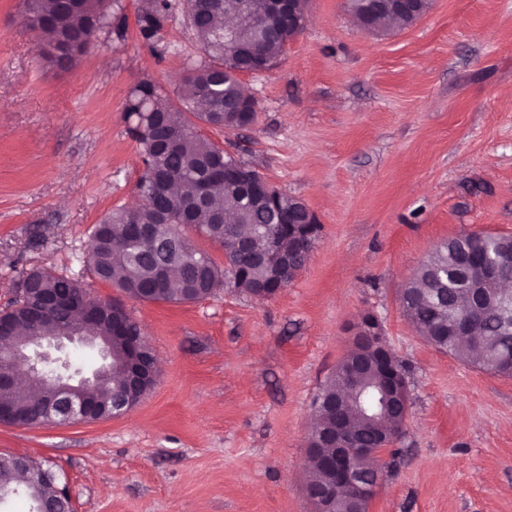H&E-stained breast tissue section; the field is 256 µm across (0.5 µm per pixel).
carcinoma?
Returning a JSON list of instances; mask_svg holds the SVG:
<instances>
[{
	"label": "carcinoma",
	"instance_id": "obj_1",
	"mask_svg": "<svg viewBox=\"0 0 512 512\" xmlns=\"http://www.w3.org/2000/svg\"><path fill=\"white\" fill-rule=\"evenodd\" d=\"M28 19L48 47L51 66L69 69L84 54L82 45L109 29L125 39L126 17L103 8V0H26ZM189 19L200 56L185 61V76L178 91L165 92L144 79L133 86L126 100L127 132L136 142L142 168L136 182L147 200L136 210L115 207L91 234L88 262L94 275L127 297L142 302L188 303L203 300L219 288H238L248 294L257 288L289 284L306 257L296 253L289 267L280 266L279 250L292 245L293 223L303 219L296 197L281 194L271 205L252 203L241 187L250 166L204 136L200 127L222 129L225 115H234L241 128L256 119V112H239L252 101L244 93L239 75L246 72L249 56L274 65L302 28L266 10V0H143L137 10L136 46L158 51L160 33L175 9ZM246 10L251 24L238 37L239 52L229 55L224 42L225 17ZM223 190L216 200L213 188ZM200 228V235L224 249V265L198 248L184 231L183 215ZM476 253L487 254L495 277L486 279L481 266H459V242ZM512 235L464 233L436 247L417 267L401 294V306L415 332L435 348L483 372L512 377ZM24 292L0 311L5 330L0 332V355L12 344L57 332L49 323L33 324L34 312L49 296L63 300L85 297L102 310L98 337H112V353L125 352L126 337L139 334L137 322L125 316L126 335L112 334L108 309L112 301L91 297L75 279L32 269L20 280ZM470 318L474 338L459 340L448 333V317ZM327 397L341 394L342 410L324 408L317 413L321 427L343 417L366 448L380 445L382 433L405 427L400 409L377 424L364 421L354 398L342 392L336 376L321 388ZM87 398L100 406L120 400L119 378L104 379ZM0 405L11 408L18 425L36 427L52 409L62 414L67 402L59 388L36 381L25 387H0ZM53 472L37 480L24 479V495L39 504L57 498Z\"/></svg>",
	"mask_w": 512,
	"mask_h": 512
}]
</instances>
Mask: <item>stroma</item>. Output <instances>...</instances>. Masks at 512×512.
I'll list each match as a JSON object with an SVG mask.
<instances>
[{"label": "stroma", "mask_w": 512, "mask_h": 512, "mask_svg": "<svg viewBox=\"0 0 512 512\" xmlns=\"http://www.w3.org/2000/svg\"><path fill=\"white\" fill-rule=\"evenodd\" d=\"M67 71L49 67L0 0V309L23 272L94 277L95 224L131 203L142 166L126 98L167 92L196 50L182 13L163 57L135 50L140 0ZM240 80L255 122L209 136L317 216L319 238L278 295L234 288L189 304L126 300L157 359L125 415L0 425V454L52 468L75 512H313L305 491L313 401L371 313L409 368L399 453L369 512H512V378L418 336L399 296L439 242L512 235V0H431L415 24L367 33L347 0H307V23L269 72Z\"/></svg>", "instance_id": "obj_1"}]
</instances>
